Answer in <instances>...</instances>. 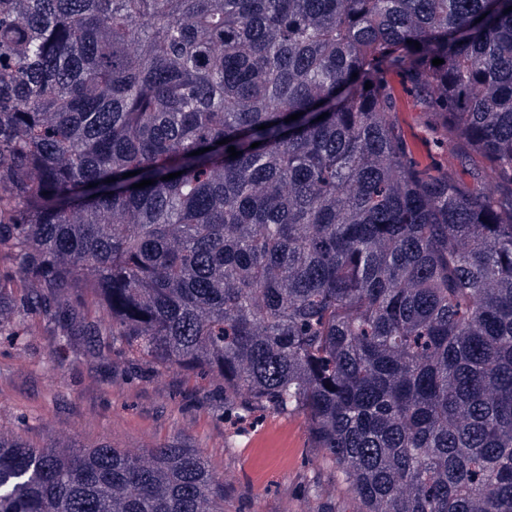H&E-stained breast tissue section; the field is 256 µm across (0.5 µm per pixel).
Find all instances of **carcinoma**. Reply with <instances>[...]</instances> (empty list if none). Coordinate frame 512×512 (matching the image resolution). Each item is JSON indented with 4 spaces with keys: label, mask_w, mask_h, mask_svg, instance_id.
Masks as SVG:
<instances>
[{
    "label": "carcinoma",
    "mask_w": 512,
    "mask_h": 512,
    "mask_svg": "<svg viewBox=\"0 0 512 512\" xmlns=\"http://www.w3.org/2000/svg\"><path fill=\"white\" fill-rule=\"evenodd\" d=\"M510 6L0 0V329L303 414L361 512H512ZM0 512H224V482L0 435Z\"/></svg>",
    "instance_id": "obj_1"
}]
</instances>
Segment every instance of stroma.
<instances>
[{
	"mask_svg": "<svg viewBox=\"0 0 512 512\" xmlns=\"http://www.w3.org/2000/svg\"><path fill=\"white\" fill-rule=\"evenodd\" d=\"M248 402L245 393L226 401L218 377L136 362L116 347L60 343L39 318H25L18 337L0 336L2 434L66 449H198L224 480V512H357L304 415L268 410L233 431Z\"/></svg>",
	"mask_w": 512,
	"mask_h": 512,
	"instance_id": "stroma-1",
	"label": "stroma"
}]
</instances>
